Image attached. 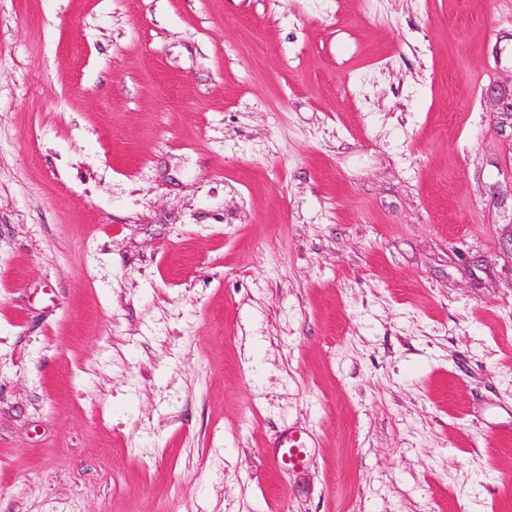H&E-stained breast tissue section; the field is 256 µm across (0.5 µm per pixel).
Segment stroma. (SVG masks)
Instances as JSON below:
<instances>
[{"instance_id":"obj_1","label":"stroma","mask_w":512,"mask_h":512,"mask_svg":"<svg viewBox=\"0 0 512 512\" xmlns=\"http://www.w3.org/2000/svg\"><path fill=\"white\" fill-rule=\"evenodd\" d=\"M510 92L512 0H0V512H512ZM272 463L277 468L296 470L302 468L308 458V435L302 430L288 429L275 444Z\"/></svg>"}]
</instances>
